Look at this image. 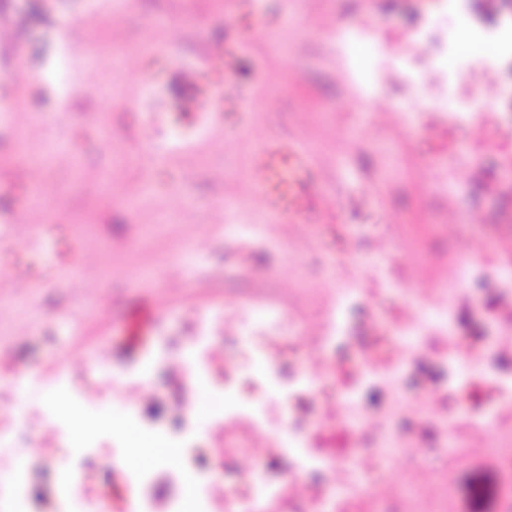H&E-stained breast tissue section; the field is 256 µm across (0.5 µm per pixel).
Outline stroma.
<instances>
[{
  "instance_id": "35a3bbf8",
  "label": "stroma",
  "mask_w": 512,
  "mask_h": 512,
  "mask_svg": "<svg viewBox=\"0 0 512 512\" xmlns=\"http://www.w3.org/2000/svg\"><path fill=\"white\" fill-rule=\"evenodd\" d=\"M367 22L386 34L424 22L448 40H467L463 22L445 21L438 0H250L243 9L234 0H0V272L20 262L29 268L26 287L0 290L6 412L53 403L44 378L85 370L86 423L125 432L127 381L141 374L144 408L173 411L189 398L159 356L180 354L198 313L266 296L295 311L305 290L323 302L346 263L370 279L390 250V224L413 225L432 254L412 278L410 312L426 307L462 254L480 264L502 253L488 228L512 212V174L496 165L500 129L479 122L468 139L451 141L428 120L398 118L456 111L455 99L436 102L428 85L369 97L341 86L332 37ZM236 43L227 118L203 106L215 89L207 63ZM92 44L124 50L120 69L90 58ZM459 80L472 112L503 117L507 105L486 72L466 70ZM289 135L309 155L319 187L305 210L269 213L245 157ZM451 166L460 177L441 189ZM35 191L57 198L56 208L33 209ZM255 219L268 229L240 250L230 223ZM458 224L466 237L456 235ZM34 225L40 239L32 245ZM293 241L324 253L325 279L299 280ZM499 299L495 289H460L456 334L469 335ZM140 300L160 310L150 345L139 354L114 349ZM204 369L207 380L189 399L194 453L220 485L225 471L248 474L253 461L224 460L214 447L211 402L222 366L210 359ZM23 375L42 382L16 389ZM473 399L462 395L453 428L455 443L466 446L448 461L453 512H468L472 480H512L491 453L496 433L478 436L465 424ZM70 443L51 417L0 441V455L29 460L44 512H65L52 483L65 467L78 478L75 495L93 493L98 512H122L145 492L160 507L173 489L164 473L146 490L126 481L135 448L117 461L102 452L76 459Z\"/></svg>"
}]
</instances>
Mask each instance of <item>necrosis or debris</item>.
<instances>
[{
  "label": "necrosis or debris",
  "instance_id": "obj_1",
  "mask_svg": "<svg viewBox=\"0 0 512 512\" xmlns=\"http://www.w3.org/2000/svg\"><path fill=\"white\" fill-rule=\"evenodd\" d=\"M468 39L491 43L498 58L508 60L507 82L512 83V16L488 27L471 19ZM403 53H392L387 40L363 27L337 41L333 53L349 82L371 95L380 84L394 82L410 88L429 82L436 98H455L458 112L433 113L436 125L463 135L474 115L459 86L458 68L488 67L487 59L463 53L458 44L442 40L427 27L401 37ZM374 46L368 75L358 81L352 63L353 43ZM388 232L394 256L379 264L368 282L342 275L336 282L331 303L318 316V329L311 338L314 363L311 369L283 370L273 351L279 336L291 331L297 319L292 314L269 310L256 315L238 307L225 311L223 319L197 315L192 350L211 351L212 338L223 333L226 349L234 354L224 364V384L218 389L215 409V443L225 459L258 458L259 464L234 492L212 489L209 495L192 499L178 492L168 496L165 512H376L360 482L359 473L325 447L323 435L304 425L306 407L317 401L328 410L342 409V420L331 421L334 435L351 448L365 449L376 458L385 449L399 448L411 457L441 456L448 447V419L454 418L461 392L470 377L458 366L450 349V328L457 322L451 294L477 283L505 289L506 299L489 312V333L512 335V284L503 278L512 267V255L502 254L489 263L457 268L444 288L435 292L429 306L419 314L403 312L401 303L412 295L408 271L423 265L427 257L409 236L406 225L392 224ZM390 303L394 316L392 336L399 348H391L379 325L355 317L365 300ZM474 357L492 406L470 420L471 428L495 431L503 453L512 457V426L505 425L512 413V352L473 342ZM290 412L287 437L268 433L282 412ZM417 473L405 471L393 484H382L379 493L400 506L399 512H443L442 498L419 499Z\"/></svg>",
  "mask_w": 512,
  "mask_h": 512
}]
</instances>
